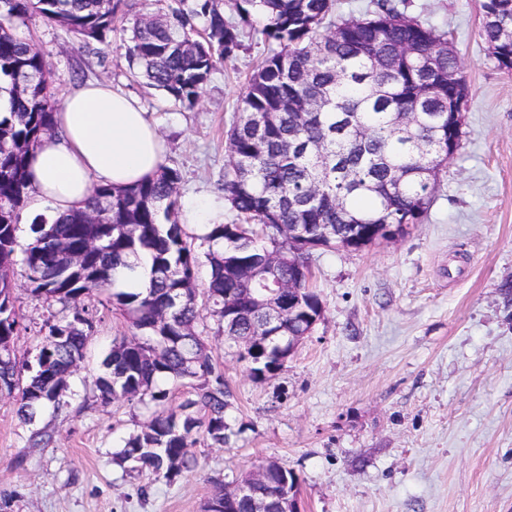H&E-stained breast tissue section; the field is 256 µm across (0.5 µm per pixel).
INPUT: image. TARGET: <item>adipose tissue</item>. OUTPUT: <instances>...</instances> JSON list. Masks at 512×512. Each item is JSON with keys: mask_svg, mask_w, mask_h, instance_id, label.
I'll return each instance as SVG.
<instances>
[{"mask_svg": "<svg viewBox=\"0 0 512 512\" xmlns=\"http://www.w3.org/2000/svg\"><path fill=\"white\" fill-rule=\"evenodd\" d=\"M58 136L29 156L28 214L59 216L84 202L93 184L125 188L156 175L165 143L137 100L105 82L70 94L56 115Z\"/></svg>", "mask_w": 512, "mask_h": 512, "instance_id": "1", "label": "adipose tissue"}]
</instances>
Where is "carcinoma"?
<instances>
[{"mask_svg": "<svg viewBox=\"0 0 512 512\" xmlns=\"http://www.w3.org/2000/svg\"><path fill=\"white\" fill-rule=\"evenodd\" d=\"M499 22L482 36L502 67L512 44V0L498 3ZM267 53L250 76L227 135L224 203L236 219L208 225L189 242L178 185L163 166L153 178L124 189L96 184L89 198L60 220L43 215L30 224L32 241L16 258V231L28 206L29 153L55 132L58 104L46 55L29 24L63 27L88 50L112 45L115 22L132 20L122 38L129 62L168 101L194 106L217 66L241 47L243 28L225 19L215 0H0V396L15 398L31 424L50 407L70 408L67 383L55 370H75L99 319L86 295L107 302L129 323L137 344L114 340L95 380L100 399H124L151 410L115 460L132 461L156 479L174 482L199 466L191 452L201 442L224 447L237 435L226 421L232 393L196 330L201 305L185 293L201 263L209 267L204 306L229 341L254 335L260 314L253 298L294 278L317 250L342 243L370 246L379 224H420L433 200L428 181L448 163V71H459L448 38L376 0L361 17L336 18L334 0H234ZM254 225L244 233L239 220ZM286 227L300 244L282 243V258L265 262L271 234ZM26 271L30 297L68 310L47 319L36 359L21 364L11 350L21 323L14 266ZM311 290L283 317L258 358L278 365L288 337L323 316ZM196 380L178 405L158 387L162 378Z\"/></svg>", "mask_w": 512, "mask_h": 512, "instance_id": "carcinoma-1", "label": "carcinoma"}]
</instances>
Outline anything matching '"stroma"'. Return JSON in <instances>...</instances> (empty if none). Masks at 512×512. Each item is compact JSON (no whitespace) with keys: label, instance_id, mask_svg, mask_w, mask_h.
<instances>
[{"label":"stroma","instance_id":"stroma-1","mask_svg":"<svg viewBox=\"0 0 512 512\" xmlns=\"http://www.w3.org/2000/svg\"><path fill=\"white\" fill-rule=\"evenodd\" d=\"M447 33L469 84L462 145L441 173L423 223L361 251H316L310 283L324 316L275 376L252 379L204 314L197 327L233 392L229 446L198 445L196 470L166 484L114 455L148 409L102 404L94 386L127 321L106 312L68 378L69 415L22 424L0 396V512H202L217 483L274 459L298 478L306 512H512V70L481 36V0H394ZM64 100L103 80L137 99L167 141L181 199H222L226 132L263 44L244 38L193 108L164 101L123 49H80L60 26L33 21ZM32 359L47 317L14 268ZM49 446L30 441L34 430Z\"/></svg>","mask_w":512,"mask_h":512}]
</instances>
